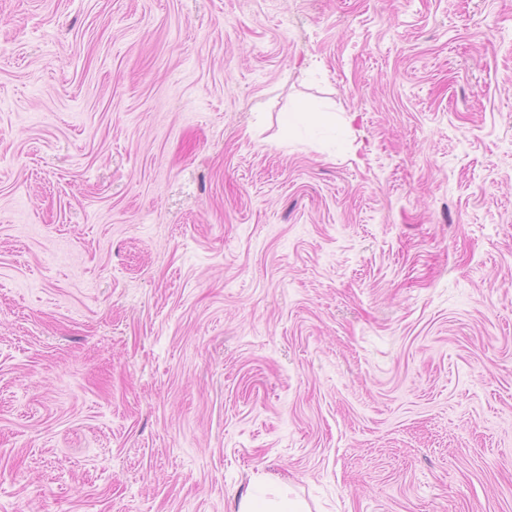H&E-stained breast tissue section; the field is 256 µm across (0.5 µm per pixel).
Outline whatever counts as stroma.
Returning <instances> with one entry per match:
<instances>
[{
    "mask_svg": "<svg viewBox=\"0 0 512 512\" xmlns=\"http://www.w3.org/2000/svg\"><path fill=\"white\" fill-rule=\"evenodd\" d=\"M259 478L512 512V0H0V512Z\"/></svg>",
    "mask_w": 512,
    "mask_h": 512,
    "instance_id": "stroma-1",
    "label": "stroma"
}]
</instances>
